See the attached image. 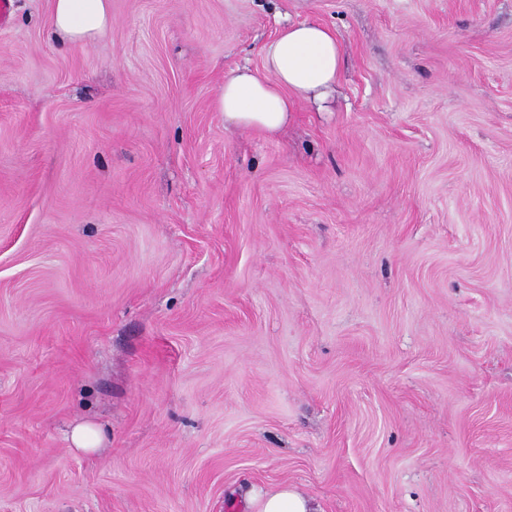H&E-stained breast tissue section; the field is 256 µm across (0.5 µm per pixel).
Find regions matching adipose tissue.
Segmentation results:
<instances>
[{"instance_id":"adipose-tissue-1","label":"adipose tissue","mask_w":512,"mask_h":512,"mask_svg":"<svg viewBox=\"0 0 512 512\" xmlns=\"http://www.w3.org/2000/svg\"><path fill=\"white\" fill-rule=\"evenodd\" d=\"M111 21V0H52V36L87 43ZM341 48L328 27L298 23L282 28L262 48L260 68L226 74L212 105L237 127L278 135L296 101H325L339 76ZM255 512H322L312 497L288 485L250 498Z\"/></svg>"}]
</instances>
